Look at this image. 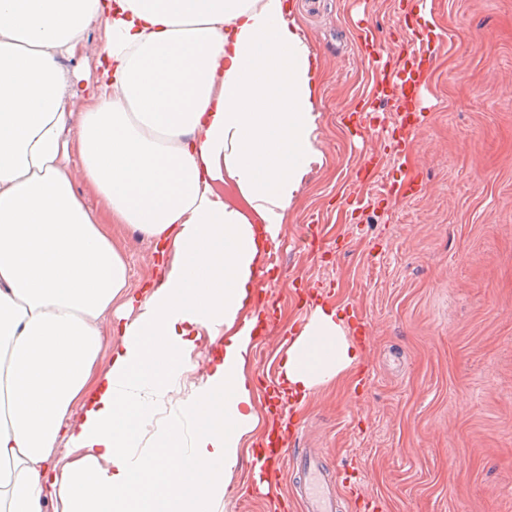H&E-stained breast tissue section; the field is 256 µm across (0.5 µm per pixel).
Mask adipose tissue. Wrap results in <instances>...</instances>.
Wrapping results in <instances>:
<instances>
[{
    "instance_id": "ef3b65f1",
    "label": "adipose tissue",
    "mask_w": 512,
    "mask_h": 512,
    "mask_svg": "<svg viewBox=\"0 0 512 512\" xmlns=\"http://www.w3.org/2000/svg\"><path fill=\"white\" fill-rule=\"evenodd\" d=\"M96 23L76 112L62 62ZM317 94L290 0H0V512H224L258 424L240 314L322 157ZM120 228L161 258L136 294ZM358 358L320 307L283 378L302 400ZM219 347L218 345H211L207 336H203L199 346L193 353L192 365L194 369L186 371L183 375L187 389H189L191 383L199 384L205 370L208 369L211 364L215 363L214 358L217 356L216 350ZM220 349H222V347H220ZM210 360H212V362H210Z\"/></svg>"
}]
</instances>
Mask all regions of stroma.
Masks as SVG:
<instances>
[{
	"instance_id": "35a3bbf8",
	"label": "stroma",
	"mask_w": 512,
	"mask_h": 512,
	"mask_svg": "<svg viewBox=\"0 0 512 512\" xmlns=\"http://www.w3.org/2000/svg\"><path fill=\"white\" fill-rule=\"evenodd\" d=\"M318 72L312 164L244 316L261 302L276 322L253 338L245 374L260 423L224 483L228 512H266L250 496L268 427L264 387L312 311L305 291L365 317L359 359L290 413L292 445L336 463L375 512H512V0H292ZM366 13L382 42L410 15L436 35L424 89L428 110L404 155L374 181H357L392 106L356 131L354 110L371 72L352 25ZM414 172L417 194L381 202ZM129 284L155 271L154 246L125 231Z\"/></svg>"
}]
</instances>
